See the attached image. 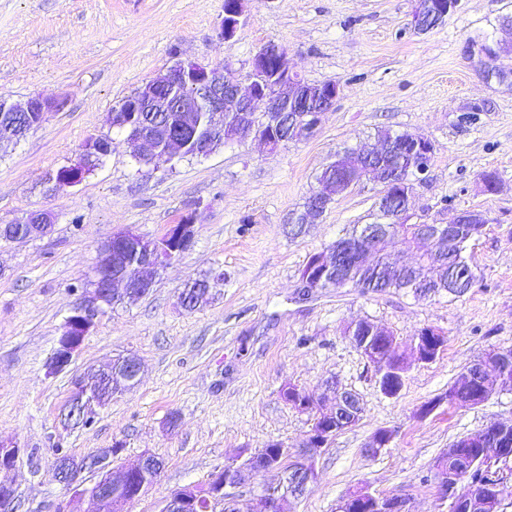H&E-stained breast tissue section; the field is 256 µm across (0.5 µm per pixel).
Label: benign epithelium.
<instances>
[{
	"mask_svg": "<svg viewBox=\"0 0 512 512\" xmlns=\"http://www.w3.org/2000/svg\"><path fill=\"white\" fill-rule=\"evenodd\" d=\"M245 0H226L224 17L219 25V38L229 45L235 39L244 14ZM456 0H426V11L435 20L442 22L454 9ZM230 60L224 65L212 67L191 60H177L170 67L153 78L143 82L120 108L112 109L111 125L114 128H126L133 124L141 104L160 98L163 90L183 86L192 90V95L176 98L170 103L169 111L178 112L182 116V129L169 133L165 157L172 159L183 153L185 132L197 127L199 113H209L214 134L198 144L197 154L206 156L217 146L225 147L242 139L254 136L262 141L270 151H275L282 142L280 120L282 112L291 109L294 115L288 117V131L285 140L293 141L312 136L321 124L322 115L328 111L339 98L343 87L338 81H326L315 85L316 95L321 97L320 109L310 114L301 106L305 95L309 94L307 86L296 72L288 69L286 51L274 42L263 45L252 57L250 70L246 75L248 84L241 86L230 79L226 71L231 69ZM65 101L61 99H45L33 96L23 102L0 100V112H19L23 116L21 135L38 128L46 120L48 114L63 109ZM264 112L270 117L269 125L257 126L254 116ZM418 149L414 169L416 173L427 171L433 154V144L424 136L414 137ZM123 144L139 163L149 166L154 164L158 155L155 154L151 135L138 131L129 135ZM112 152V142L102 135L86 139L80 149L79 156L70 165L59 170L58 187L65 189L79 184L86 175L85 162L93 153ZM363 182L361 177H351L339 181L333 178L318 180V186L312 190L308 200L307 223H317L336 197L348 192L355 185ZM195 217H186L178 224H173L167 232L156 240L154 252L140 264L139 273L131 277L123 268V254L126 247L136 244L140 235L131 230H123L112 236L101 246L100 256L92 282L93 291L74 309L63 327L47 364L50 375L58 374L70 366L75 353L80 349L85 336L95 325V320L103 314L105 308L112 304L114 285H125V294L129 298L145 296L154 284V271L171 260L188 251L194 242ZM25 226L16 234L10 225H4V234L12 240L27 239L46 234L54 215L48 210L30 212L25 218ZM488 218L483 213L460 211L448 223V237L441 240L439 234L432 232L429 225H421L423 249H435L438 241L453 243V227L456 224H486ZM376 239L367 237L363 242L343 246L330 252L329 256L316 255L313 268L315 272L302 278L305 288H319L326 282L334 268L342 262L360 261L372 251ZM445 337L432 327L423 328L415 338L417 361L429 363L431 355L427 349L440 346ZM375 367L376 383L380 392L388 397L389 388L382 385L386 375L393 374L404 377L407 363L404 357L398 358V366L391 368L376 357L370 358ZM72 397L67 407V416L80 423L87 421L96 408L103 405V398L89 390L84 378L76 377L72 381ZM336 408L330 412H320L317 423L313 424L306 435L302 449L289 448L281 443L270 449V454H254L246 460L229 461L224 468L215 472L209 482L206 512H217V507L226 500V488L235 487L249 473H263L269 470H288V490L285 493L264 491L262 495V512H290L292 501L305 495L318 478L316 456L330 444L336 436V424L341 418L357 419L360 412L359 401L354 393L331 387ZM285 399L296 404L302 411L316 408L315 399L299 390L290 387L284 392ZM152 457L145 456L138 463L114 470L112 469V449L99 451L98 464L95 471L97 482L86 484L80 475L88 468L87 463L78 459H67L55 464L58 478L65 489L85 504L82 512H99V506L111 502L113 512H122L126 500L112 498L108 487L112 480L119 479L123 484L130 476H141L143 482L133 498H139L145 491L148 482L157 478L159 471L147 473L146 466ZM199 494L192 486L183 487L171 494L162 512H198ZM365 508L367 512H409L407 500L400 496L383 497L361 489L343 496L336 507V512H351L353 508Z\"/></svg>",
	"mask_w": 512,
	"mask_h": 512,
	"instance_id": "7a95c632",
	"label": "benign epithelium"
}]
</instances>
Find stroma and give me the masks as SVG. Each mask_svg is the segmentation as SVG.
Segmentation results:
<instances>
[{
	"instance_id": "stroma-1",
	"label": "stroma",
	"mask_w": 512,
	"mask_h": 512,
	"mask_svg": "<svg viewBox=\"0 0 512 512\" xmlns=\"http://www.w3.org/2000/svg\"><path fill=\"white\" fill-rule=\"evenodd\" d=\"M416 8L417 0H247L228 46L218 37L224 0H0V99L66 102L19 143L0 145V223L38 209L55 215L47 235L0 240V441L19 449L0 479L13 486L14 512H82L57 478L59 446L78 458L117 447L118 466L157 457L159 476L126 512H162L174 491L206 484L237 456L271 442L301 448L316 413L292 407L283 391L296 386L329 409L331 383L354 391L362 413L318 456V479L292 512H336L340 497L362 488L401 496L411 512H448L435 459L465 434L512 422V389L420 414L470 361L512 348V84L486 77L482 52L505 39L500 19L512 0H458L426 33L414 28ZM270 41L306 81L343 87L311 138L272 152L249 137L155 170L126 150L110 113L142 82L177 57L232 60L242 80ZM380 130L434 145L413 179L411 223L445 224L462 210L487 216L466 251L475 281L465 293L303 288L309 257L367 223L380 187H354L301 236L288 220L338 150L374 142ZM96 135L115 139L112 153L81 184L48 192L46 176ZM486 171L497 173L498 192L485 191ZM194 208L192 248L160 269L146 296L106 308L71 365L47 375L101 243L125 229L161 237ZM211 269L226 273L214 301L185 310V283ZM359 320L396 339L408 364L396 397L380 393L373 364L345 334ZM427 326L446 343L420 363L413 338ZM129 354L143 364L136 388L112 397L92 425H65L72 380ZM380 430L392 440L375 454Z\"/></svg>"
}]
</instances>
